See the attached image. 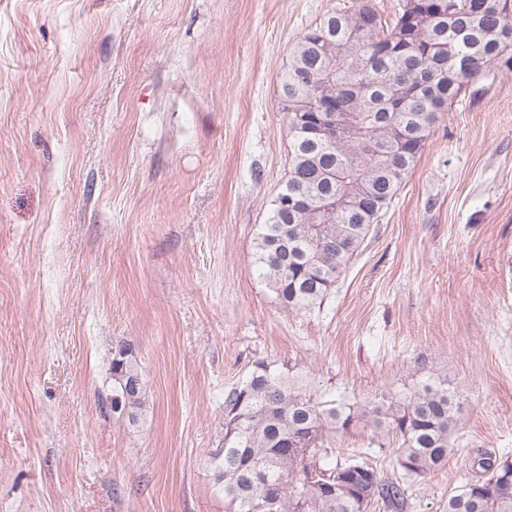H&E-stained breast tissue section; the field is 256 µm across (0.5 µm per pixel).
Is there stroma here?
<instances>
[{
	"instance_id": "stroma-1",
	"label": "stroma",
	"mask_w": 512,
	"mask_h": 512,
	"mask_svg": "<svg viewBox=\"0 0 512 512\" xmlns=\"http://www.w3.org/2000/svg\"><path fill=\"white\" fill-rule=\"evenodd\" d=\"M357 0H0V512H233L224 391L274 363L364 405L446 376L448 462L359 424L325 447L448 512L512 458V63L444 113L336 287L302 309L255 237L288 163L280 77ZM127 347L147 403L112 410Z\"/></svg>"
}]
</instances>
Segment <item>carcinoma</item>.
Segmentation results:
<instances>
[{
	"label": "carcinoma",
	"instance_id": "obj_1",
	"mask_svg": "<svg viewBox=\"0 0 512 512\" xmlns=\"http://www.w3.org/2000/svg\"><path fill=\"white\" fill-rule=\"evenodd\" d=\"M512 54V0H400L392 20L371 0L327 14L295 45L280 82L288 118V167L281 194L308 193L316 208L336 197L333 215L318 213L322 234L305 218L289 221L272 201L258 225L256 263L286 308L316 304L335 287L373 224L388 208L452 103L500 55ZM332 99L349 134L316 141L298 113ZM335 167L327 183L324 169ZM138 367L120 348L112 358V410L136 417L145 407ZM459 402L448 379L436 377L402 397L371 406L320 400L270 363L224 390V450L214 457L216 480L235 512H360L354 492L330 488L349 468L372 473L365 505L399 512L405 489L371 462L339 459L320 448L324 437L367 421L400 438L399 466L424 476L448 462L459 425ZM481 476L472 495L477 512H512V464L492 453L474 459Z\"/></svg>",
	"mask_w": 512,
	"mask_h": 512
}]
</instances>
